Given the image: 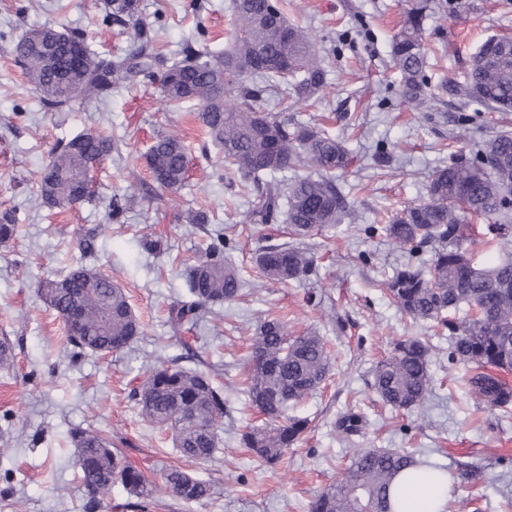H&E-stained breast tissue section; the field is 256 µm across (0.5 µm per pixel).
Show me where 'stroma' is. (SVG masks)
<instances>
[{
  "mask_svg": "<svg viewBox=\"0 0 512 512\" xmlns=\"http://www.w3.org/2000/svg\"><path fill=\"white\" fill-rule=\"evenodd\" d=\"M424 22L427 75L438 95L431 119L398 99L399 76L390 61V37L406 0H283L288 20L308 29L328 70V85L304 101L268 90L273 110L289 119L324 127L343 141L351 163L336 182L353 208L340 224L300 239L314 257L313 273L289 285L261 278L253 263L265 239L290 242L284 220L241 221L253 195L243 176L225 167L222 152L207 138L196 107L167 108L157 82L139 78L112 92L104 103L78 112H46L10 44L35 26H55L84 35L103 56H125L134 45L125 24L107 19L92 0H0V213L13 212L16 239L0 245V340L14 359L0 366V512H135L130 496L113 487L98 502L73 464L72 428L94 426L111 435L126 461L153 482L184 464L211 482L215 493L202 503L159 495L150 512H307L308 504L335 481L356 449L409 448L444 465L472 456L486 473L483 483L461 484L451 496L452 512H512V416L479 407L468 392L462 364L449 360L448 331L413 322L391 305L382 282L394 267L430 261L393 248L384 235L364 228L386 223L405 205L425 199L432 173L471 160L477 141L512 131V112H495L476 101L441 92L464 79L487 38L512 37V0H468L467 10L448 15V0ZM231 0H141L156 16L152 47L164 60L186 46L224 48ZM179 131L191 158L190 177L178 191L160 187L144 155L156 134ZM84 132L120 139L121 152L95 173L96 194L70 208H51L36 197L35 181L60 142ZM392 153L390 168L374 162L377 145ZM134 197L116 220L112 199ZM191 210L207 211L208 231L187 223ZM99 228L96 254L78 246L83 230ZM223 230L224 253L241 272L240 298L218 308L196 328L173 332L168 311L185 292L182 273L205 253L209 231ZM162 238L163 253H147L143 235ZM87 263L112 275L127 292L143 334L121 351L72 357L64 323L41 300L40 278ZM287 318L292 331L317 328L335 362L326 383L296 405L308 419L301 440L283 459L268 465L238 441L248 425L263 424L241 391L250 339L264 317ZM425 337L435 389L412 413L378 402L367 382L394 340ZM199 360L220 364L224 385V429L220 450L204 464L182 463L169 432L143 420L129 393L148 372L185 349ZM354 407L366 413L362 437L348 442L334 427L337 413Z\"/></svg>",
  "mask_w": 512,
  "mask_h": 512,
  "instance_id": "stroma-1",
  "label": "stroma"
}]
</instances>
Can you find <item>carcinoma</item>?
Masks as SVG:
<instances>
[{
  "instance_id": "cac0c4a2",
  "label": "carcinoma",
  "mask_w": 512,
  "mask_h": 512,
  "mask_svg": "<svg viewBox=\"0 0 512 512\" xmlns=\"http://www.w3.org/2000/svg\"><path fill=\"white\" fill-rule=\"evenodd\" d=\"M107 15L131 23L130 36L138 47L112 60L92 51L84 36L58 30L60 40L46 54L35 47L51 28H31L10 52L23 67L39 103L47 112H74L102 101L112 87L142 76L153 79L156 55L151 49L152 25L140 0H105ZM231 43L212 53L187 46L158 77L169 105L195 102L198 119L208 137L224 152V162L243 173L256 187L245 224H269L287 201L289 235L304 238L341 222L350 213L347 196L335 172L349 164L344 144L325 130L292 121L267 108V84L277 80L299 99H310L327 85L324 58L314 49L307 31L292 24L278 0H233ZM429 0H410L391 40L390 56L400 75L399 96L414 110L432 107L434 97L425 74L424 20ZM81 46L79 73L69 65V46ZM448 94L474 100L498 112H512V37L493 36L481 44L462 82H448ZM120 141L100 133H80L61 144L39 171L37 195L51 206L66 208L93 194L91 172L106 157L119 152ZM154 180L174 191L187 179L188 155L177 134L156 136L145 155ZM313 168L315 174L282 188L262 181L286 168ZM498 218L490 224V241L498 251L485 265H477L469 250L473 229L470 216ZM512 133L500 132L478 143L475 159L437 168L428 183L427 197L408 206L388 224H370L364 232H380L390 243L411 255L430 245V263H409L393 269L384 281L389 299L414 322H433L452 334L451 360L467 368L466 384L479 402L502 416L512 412ZM15 217L0 216V244L15 236ZM263 276L274 283L298 281L313 270L314 257L288 243H270L254 256ZM189 297L175 302L168 322L175 332L192 326L215 306L242 295L244 282L237 267L224 257V234L216 232L204 257L185 269ZM43 302L64 321L67 345L73 354L107 355L127 347L142 334V326L127 293L112 276L77 264L57 277L38 282ZM474 311L463 322L454 317L460 307ZM331 358L324 337L308 329L296 336L281 316H269L251 337L245 394L251 407L266 420L262 427H246L238 442L261 461L273 465L301 439L305 419L288 411L325 384ZM221 369L161 364L130 391L140 414L171 432L180 455L195 462L214 458L224 425ZM383 404L412 411L432 392L430 346L418 336L393 343L376 363L368 383ZM365 415L348 408L336 415V432L351 440L363 433ZM76 449L74 465L89 493L103 496L116 485L146 508L158 493H171L185 502L210 498L211 484L180 467L168 468L157 485L124 460L112 439L97 429L77 427L69 433ZM426 466L448 479L479 482L482 470L457 460L444 467L421 460L405 448H363L341 476L309 506V512H393L391 489L404 471Z\"/></svg>"
}]
</instances>
